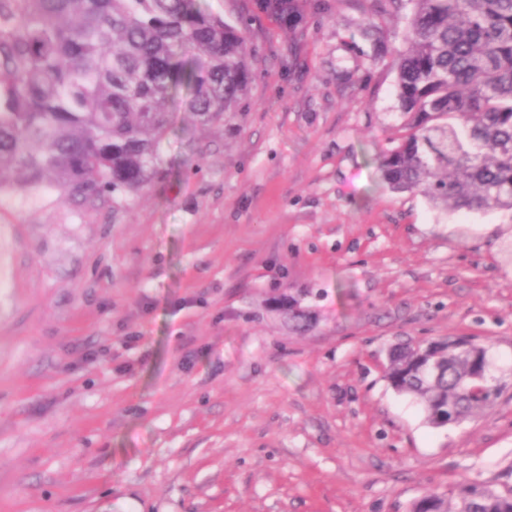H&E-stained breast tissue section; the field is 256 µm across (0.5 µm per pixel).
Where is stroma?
Returning a JSON list of instances; mask_svg holds the SVG:
<instances>
[{
    "mask_svg": "<svg viewBox=\"0 0 512 512\" xmlns=\"http://www.w3.org/2000/svg\"><path fill=\"white\" fill-rule=\"evenodd\" d=\"M235 119L173 110L164 173L126 210L0 195V512H409L428 489L512 488V214L393 192L387 25L357 0L297 33L254 0ZM311 325L298 332L277 298ZM470 336L502 390L432 428L390 348Z\"/></svg>",
    "mask_w": 512,
    "mask_h": 512,
    "instance_id": "obj_1",
    "label": "stroma"
}]
</instances>
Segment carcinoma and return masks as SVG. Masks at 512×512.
Segmentation results:
<instances>
[{"mask_svg": "<svg viewBox=\"0 0 512 512\" xmlns=\"http://www.w3.org/2000/svg\"><path fill=\"white\" fill-rule=\"evenodd\" d=\"M361 32L404 12L394 60L403 123L383 181L445 210L512 212V0H366ZM295 32L323 0H257ZM251 79L246 28L198 0H0V193L54 192L112 210L162 173L168 104L205 130L239 111ZM293 327L310 316L290 305ZM489 348L470 336L398 345L386 378L436 429L492 408ZM410 512H512V488L463 482Z\"/></svg>", "mask_w": 512, "mask_h": 512, "instance_id": "1", "label": "carcinoma"}]
</instances>
